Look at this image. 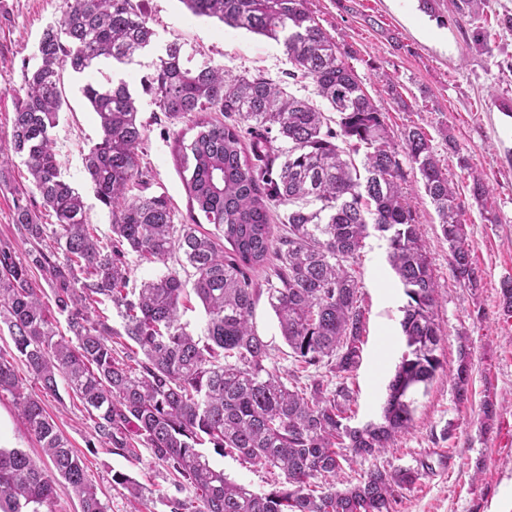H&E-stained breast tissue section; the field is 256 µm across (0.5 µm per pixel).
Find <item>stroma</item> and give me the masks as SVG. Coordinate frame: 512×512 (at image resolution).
<instances>
[{"mask_svg":"<svg viewBox=\"0 0 512 512\" xmlns=\"http://www.w3.org/2000/svg\"><path fill=\"white\" fill-rule=\"evenodd\" d=\"M62 0H0V131L9 130L20 96L22 65L31 61L46 24L59 16ZM144 8L157 33L153 50L128 66L125 78L138 95L140 116L148 124L142 163L150 175L149 191L165 194L178 219L188 213L169 141L170 134L189 132L191 123L171 121L156 112L150 95L141 91L143 77L172 39L188 52L223 65L234 76L263 73L296 96L316 99L312 79L292 80L282 44L222 23L191 16L180 0H145ZM320 26L347 54L363 88L382 100L393 138L409 127L428 133L433 150L456 185L457 201L467 225L473 261L483 278L478 294L457 283L448 268V244L434 208L416 173H408L406 190L421 224L435 276L439 302L435 309L443 341L442 369L428 389L416 394L414 423L392 448L355 464L356 473L373 467H411L422 473L405 493L399 512H512V317L503 316L498 288L512 278V0H484L478 13L459 15L452 0H436L428 13L419 0H308ZM388 75L413 104L401 109L380 82ZM82 77L63 71L61 89L68 106L53 131L55 150L66 180L83 194L89 222L100 239L111 234L107 209L85 177L83 156L101 136L99 121L82 96ZM453 137L459 155L445 143ZM489 178V203L497 223H489L473 203L469 170ZM0 239L17 251L26 246L12 221L21 190L30 183L19 158L0 156ZM388 243L379 233L365 240L355 264L366 334L362 362L347 384L353 391L352 424L379 420L386 384L401 356L399 321L407 298L386 262ZM253 323L280 367L292 359L277 319L267 301H259ZM472 351L473 381L468 402L458 403L451 381L459 335ZM493 398L498 412L484 427L482 404ZM45 406L73 449L84 456L90 479L108 512H128L126 490L112 481L124 473L144 489L146 512H168L165 498L174 494L172 478L154 463L150 451L138 447L137 458L107 449L89 452L92 431L82 404L69 396L46 398ZM450 439H443V432ZM21 448L38 456L40 447L23 424L11 396H0V448ZM214 466L235 482L255 491L270 489L274 474L243 461L237 454L211 453Z\"/></svg>","mask_w":512,"mask_h":512,"instance_id":"stroma-1","label":"stroma"}]
</instances>
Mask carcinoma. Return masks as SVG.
I'll use <instances>...</instances> for the list:
<instances>
[{
	"label": "carcinoma",
	"instance_id": "obj_1",
	"mask_svg": "<svg viewBox=\"0 0 512 512\" xmlns=\"http://www.w3.org/2000/svg\"><path fill=\"white\" fill-rule=\"evenodd\" d=\"M143 2L64 0L43 30L35 62L23 65V97L0 136V154L18 156L31 177L13 214L29 248L21 259L0 241V321L42 393L58 395L62 380L83 404L96 438L89 447L131 453L144 445L177 491H193L189 500L165 498L169 512H396L420 471L376 466L340 488L336 479L411 428L412 395L442 368L439 284L404 191L400 156L434 206L453 278L473 292L482 287L454 184L423 128H408L402 144L394 142L386 113L307 0H180L195 17L282 41L288 77L312 79L338 119L259 73L232 77L209 59H194L178 40L168 42L145 92L156 111L171 121L191 116L196 129L188 141L182 134L173 140L189 202L188 222L177 224L165 195L130 194L147 184L139 155L147 124L127 82L87 81L81 92L102 134L83 165L112 223V236L100 241L54 151L52 131L66 105L60 75L66 67L82 75L103 60L128 64L148 49L156 32ZM470 176L471 197L485 210L488 182ZM202 223L213 230H199ZM371 229L388 241V262L407 297L405 351L380 420L353 426L346 380L361 363L366 331L354 265ZM132 254L166 267L136 293L126 291ZM177 254L194 269L193 291L206 313L199 337L180 321L184 283L168 267ZM263 296L297 368L327 364L336 381L314 375L302 386L295 372L281 373L252 322ZM107 301L123 318L120 331L100 312ZM500 307L512 317V278L500 284ZM58 314L70 335L59 332ZM116 337L140 354L114 356ZM451 378L456 400L467 402L472 352L464 337ZM4 393L41 457L0 448V512H53L59 479L81 512H108L83 459L0 354ZM206 444L277 469L283 480L254 492L214 467ZM112 479L125 485L129 512H142V487L125 474Z\"/></svg>",
	"mask_w": 512,
	"mask_h": 512
}]
</instances>
